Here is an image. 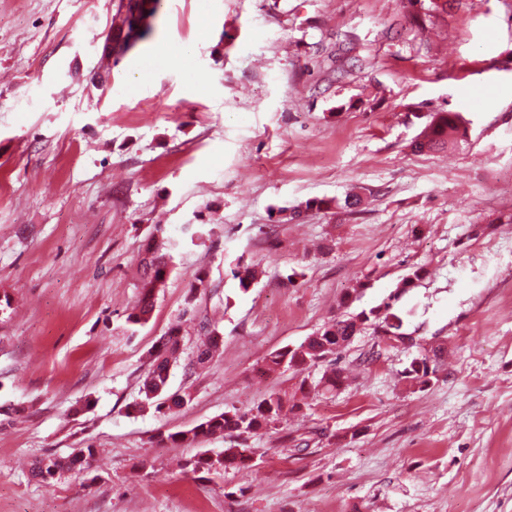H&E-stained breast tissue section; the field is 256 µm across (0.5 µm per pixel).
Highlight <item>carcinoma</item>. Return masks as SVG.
<instances>
[{
  "label": "carcinoma",
  "mask_w": 512,
  "mask_h": 512,
  "mask_svg": "<svg viewBox=\"0 0 512 512\" xmlns=\"http://www.w3.org/2000/svg\"><path fill=\"white\" fill-rule=\"evenodd\" d=\"M413 11L409 19L415 26L423 28L430 21L433 11L440 9L439 0H429V6H424V0H408ZM426 11H421V7ZM133 23L129 14L117 5L112 16L110 32H112V48L104 50V55L119 60V56L129 50L127 41L121 40L124 30H132ZM468 121L461 112H434L429 115L425 125L416 140L412 142L416 152H430L448 147L452 144L467 142ZM361 204V198L352 195L339 204L334 200L320 199L306 203V207L320 210H352ZM141 263L144 267L142 291L137 304L128 314L126 322L130 325H144L151 318L154 307L155 292L164 287L170 274V257L159 253L154 240H148ZM424 268H412L398 285V292L390 295L389 301L368 311H361L343 319H336L310 336L297 347L284 346L270 354L266 361L267 370H292L302 373L322 363H329L314 387L326 392H333L342 387L348 380L346 368L339 365L340 353L349 344L352 337L365 329L373 330L374 336L392 334L403 335V318L392 312L393 302L399 299V294L416 286L422 279ZM211 288L209 271L199 269L192 275L187 305H193L196 296L206 293ZM180 324L172 325L166 333L165 342L150 354V368L143 377L136 398L129 409L133 412L152 410L158 414L181 407L189 400V394L168 393V381L171 361L177 359L181 346ZM198 335L203 337V349L199 350L196 358L184 366V374L191 377L197 366L209 361L213 354L223 345V336L208 318L197 320ZM436 373L435 363L419 351L404 368V378L418 388H426L432 382ZM283 411V400L272 394L244 411L224 412L206 419L187 429L170 433L166 440L173 445L194 444L202 438L224 436L233 439L228 447L221 452L200 453L185 460L183 469L193 474L212 475L223 472L228 468L243 469L252 461L251 448L246 443L249 436L259 430L279 422ZM95 455L92 447L82 448L76 455L68 457L40 458L33 463L32 473L48 486L61 478L67 472L85 471L89 460Z\"/></svg>",
  "instance_id": "1"
}]
</instances>
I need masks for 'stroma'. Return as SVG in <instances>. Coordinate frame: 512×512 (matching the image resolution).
<instances>
[{
	"mask_svg": "<svg viewBox=\"0 0 512 512\" xmlns=\"http://www.w3.org/2000/svg\"><path fill=\"white\" fill-rule=\"evenodd\" d=\"M115 4L0 0V512H512V224L497 221L512 212V0H448L423 30L405 0H162L112 67ZM164 41L194 54L147 60ZM478 85L490 102L467 107ZM437 111L467 114V143L414 152ZM353 191L354 212L310 206ZM200 222L212 234L190 241ZM158 224L178 245L132 331ZM240 261L261 273L246 290ZM414 266L426 275L394 311L443 350L427 389L402 374L414 346L362 363L369 331L336 392L313 390L318 367L307 386L263 372ZM200 268L196 314L224 347L192 377L173 368L180 410L131 413L169 327L192 353L181 317ZM273 393L285 409L249 439L250 468L179 469L228 442L165 434ZM87 446L89 473L32 477L34 459Z\"/></svg>",
	"mask_w": 512,
	"mask_h": 512,
	"instance_id": "35a3bbf8",
	"label": "stroma"
}]
</instances>
